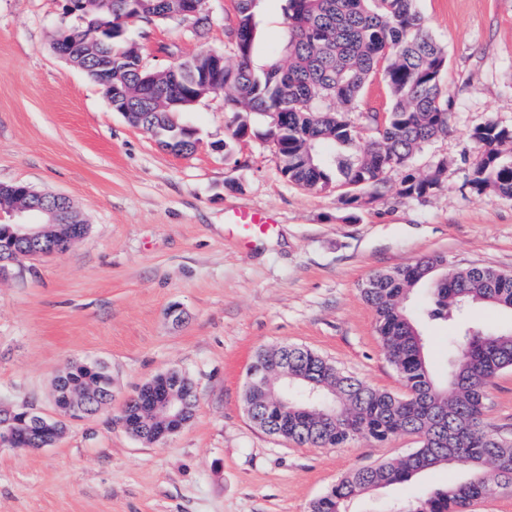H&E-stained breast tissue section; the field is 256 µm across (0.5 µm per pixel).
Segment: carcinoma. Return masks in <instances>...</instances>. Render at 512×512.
I'll use <instances>...</instances> for the list:
<instances>
[{
  "label": "carcinoma",
  "mask_w": 512,
  "mask_h": 512,
  "mask_svg": "<svg viewBox=\"0 0 512 512\" xmlns=\"http://www.w3.org/2000/svg\"><path fill=\"white\" fill-rule=\"evenodd\" d=\"M87 22L98 18L112 26L140 20L164 21L170 16L158 0H75ZM261 0H235L236 22L231 30L232 59L224 60L225 106L236 113L232 136L251 128V116L281 112V128L267 131L289 182L309 191L355 188L360 182L383 195L385 175L402 169V193L423 198L442 183V167L423 173L412 170L415 153L448 133L445 49L426 27L417 0H285L288 41L284 54L266 64L254 63L257 12ZM93 37V28L71 30L56 42L65 50L71 41ZM135 50L113 53L100 49L81 65L106 95L125 92L132 112H148L147 126L163 112L161 130L180 132L173 114L186 109L168 92L190 93L194 81L187 62L178 64L179 81L161 77L157 94L145 107L149 89L130 58ZM381 78L390 110L371 135L352 115L360 111L362 93ZM470 139L478 161L470 185L476 191L512 197V132L493 123L475 128ZM439 254H425L399 268L395 277L370 276L360 294L373 309L383 349L407 379L400 395L380 391L338 370L304 348L282 346L259 358L272 369L284 366L304 374L290 396L288 422L278 437L299 445L340 447L360 438L384 442L399 434L419 439L407 456L358 469L341 478L312 502L310 512H345V505L373 486L394 487L441 465H460L470 472L461 483L432 491L404 507V512H468L476 500L490 497L502 484L512 483V438L498 435L484 423V392L491 380L512 369V327L476 328L471 315L483 308L512 311V276L495 269L470 266L448 272L439 280ZM420 294L419 314L406 301ZM443 324L453 330L448 348L445 383L431 372L419 323ZM110 375L98 361L74 375V388L86 397L104 387ZM316 389L327 407L336 409V426L324 424L307 399Z\"/></svg>",
  "instance_id": "carcinoma-1"
}]
</instances>
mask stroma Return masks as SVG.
<instances>
[{"label": "stroma", "mask_w": 512, "mask_h": 512, "mask_svg": "<svg viewBox=\"0 0 512 512\" xmlns=\"http://www.w3.org/2000/svg\"><path fill=\"white\" fill-rule=\"evenodd\" d=\"M64 5L0 0V184L65 195L89 227L66 252L18 258L0 275V404L55 415V377L89 359L109 366L112 399L67 422L52 446L0 448V512H309L350 471L417 448L406 434L339 448L269 435L248 416L247 372L259 351L294 345L403 393L361 283L431 253L455 267L512 272V198L468 184L478 156L470 132L489 122L512 128V0H417L447 54L452 107L447 134L412 167L442 164V185L406 197L394 169L386 195L364 206L289 183L267 120L233 138L220 91L178 115L196 150H163L56 51L58 32L85 26ZM204 13L200 26L129 23L125 43L150 70L204 48L230 53L232 0H206ZM257 21L260 66L286 40L283 0H262ZM240 207L273 210V236L248 245L225 232V213ZM175 306L178 324L168 316ZM173 369L194 383L193 419L163 443L132 437L117 421L124 402ZM485 422L512 436V370L487 387ZM468 476L440 466L348 509L390 512Z\"/></svg>", "instance_id": "1"}]
</instances>
